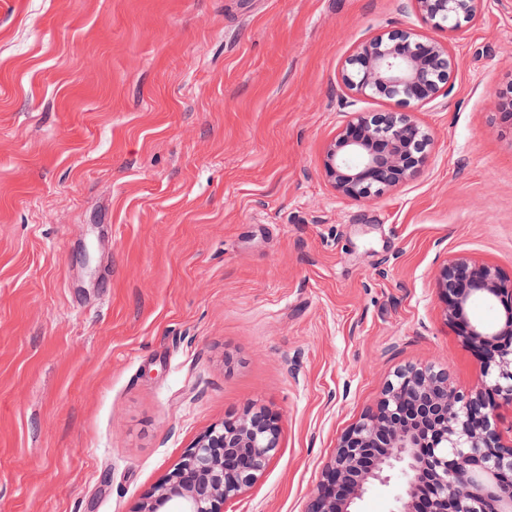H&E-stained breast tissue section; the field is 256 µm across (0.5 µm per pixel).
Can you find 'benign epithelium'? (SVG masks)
<instances>
[{
	"label": "benign epithelium",
	"instance_id": "7a95c632",
	"mask_svg": "<svg viewBox=\"0 0 512 512\" xmlns=\"http://www.w3.org/2000/svg\"><path fill=\"white\" fill-rule=\"evenodd\" d=\"M413 2L424 29L377 35L346 59L343 84L353 97L397 108L355 113L325 145L324 175L344 197L381 195L420 173L432 137L415 112L446 92L457 67L438 33L473 21L482 0ZM437 287L450 321L475 297L503 306L500 324L461 326L466 342L485 352L480 387L459 389L443 364L399 368L376 408L340 438L306 512H356L368 486L394 471V512H512V436L496 426L500 409L512 407V279L456 259L440 268ZM280 441L275 418L250 406L200 435L133 512H224L264 476Z\"/></svg>",
	"mask_w": 512,
	"mask_h": 512
}]
</instances>
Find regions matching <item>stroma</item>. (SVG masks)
<instances>
[{
	"instance_id": "1",
	"label": "stroma",
	"mask_w": 512,
	"mask_h": 512,
	"mask_svg": "<svg viewBox=\"0 0 512 512\" xmlns=\"http://www.w3.org/2000/svg\"><path fill=\"white\" fill-rule=\"evenodd\" d=\"M412 0H0V512H134L248 406L281 448L224 512H305L406 364L478 358L446 261L512 278V0L451 35L417 176L336 194L358 43Z\"/></svg>"
}]
</instances>
